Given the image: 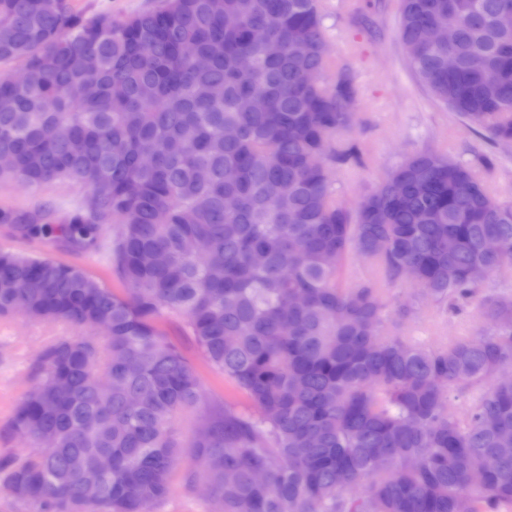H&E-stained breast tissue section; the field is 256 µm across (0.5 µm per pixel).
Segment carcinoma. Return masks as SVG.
Returning a JSON list of instances; mask_svg holds the SVG:
<instances>
[{"label": "carcinoma", "instance_id": "obj_1", "mask_svg": "<svg viewBox=\"0 0 512 512\" xmlns=\"http://www.w3.org/2000/svg\"><path fill=\"white\" fill-rule=\"evenodd\" d=\"M448 25L451 43L424 40ZM397 28L427 93L511 146L512 0H399ZM327 44L319 0H161L119 19L0 0V64L25 73L0 76V178L98 200L6 219L28 238L58 224L66 248L104 254L127 285L118 296L75 267L0 252L1 316L108 329L47 345L14 411L32 452L6 466V487L36 512H152L182 447L172 421L190 408L207 420L191 447L219 512L512 509V380L497 378L512 365V294L483 297L488 334L425 347L382 334L377 280L337 279L361 255L389 282L416 268L441 305L472 298L512 266V204L422 150L355 209L336 205L333 166L359 150H336L355 87L346 72L319 80ZM253 97L263 109L242 107ZM489 236L506 249L486 252ZM166 316L255 413L207 401L158 330ZM473 386L471 407L449 412V389Z\"/></svg>", "mask_w": 512, "mask_h": 512}]
</instances>
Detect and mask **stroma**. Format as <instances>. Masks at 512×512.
Segmentation results:
<instances>
[{"label": "stroma", "mask_w": 512, "mask_h": 512, "mask_svg": "<svg viewBox=\"0 0 512 512\" xmlns=\"http://www.w3.org/2000/svg\"><path fill=\"white\" fill-rule=\"evenodd\" d=\"M320 5L330 46L323 78L335 80L342 70L353 76L356 122L347 137L362 151L361 163L341 165L335 171L337 204L355 208L407 155L426 148L471 165L495 198L512 203V147H495L482 140L466 121L435 102L417 83L397 36V0H320ZM487 155L496 156L495 165L484 164ZM87 194V189L65 183L32 189L14 180H0V210H22L37 203L65 207L84 201ZM0 251L72 265L116 294L125 292L124 284L104 260L69 252L49 237H18L11 224L4 222H0ZM378 286L392 314L383 325V335L406 336L428 347L490 330L478 300L440 306L418 294L407 280H382ZM403 304L410 305L409 315L395 317V310ZM158 327L181 347L208 397L251 412L246 393L210 366L193 338L184 332L180 319H162ZM73 333V328L62 322L37 321L19 313L0 316V462L30 454L29 445L11 428L14 409L31 387V367L42 349L55 338ZM202 469L201 461L183 453L168 496L153 512H216L200 481Z\"/></svg>", "instance_id": "obj_1"}]
</instances>
